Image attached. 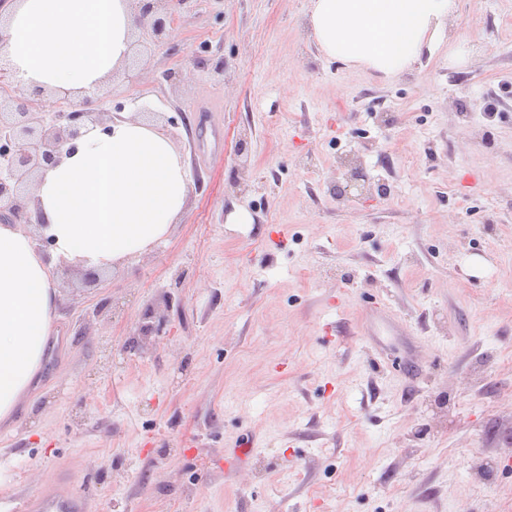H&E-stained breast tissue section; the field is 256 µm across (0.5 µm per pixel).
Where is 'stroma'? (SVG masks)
Returning a JSON list of instances; mask_svg holds the SVG:
<instances>
[{"label": "stroma", "instance_id": "obj_1", "mask_svg": "<svg viewBox=\"0 0 512 512\" xmlns=\"http://www.w3.org/2000/svg\"><path fill=\"white\" fill-rule=\"evenodd\" d=\"M310 6L188 0L105 83L191 192L150 251L58 274L0 504L64 471L89 512H512V0H457L389 78L327 59Z\"/></svg>", "mask_w": 512, "mask_h": 512}]
</instances>
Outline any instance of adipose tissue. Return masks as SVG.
I'll return each mask as SVG.
<instances>
[{
    "label": "adipose tissue",
    "instance_id": "ef3b65f1",
    "mask_svg": "<svg viewBox=\"0 0 512 512\" xmlns=\"http://www.w3.org/2000/svg\"><path fill=\"white\" fill-rule=\"evenodd\" d=\"M456 0H312L310 28L327 58L401 74L436 46ZM134 0H0V61L42 105L61 92L81 102L129 58ZM190 193L171 140L137 119L110 132L87 122L78 149L34 185L32 220L49 253L16 224H0V424L36 388L55 317L61 263L109 267L151 250Z\"/></svg>",
    "mask_w": 512,
    "mask_h": 512
}]
</instances>
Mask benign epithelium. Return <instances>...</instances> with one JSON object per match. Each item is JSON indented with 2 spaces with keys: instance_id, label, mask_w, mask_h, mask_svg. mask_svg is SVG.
<instances>
[{
  "instance_id": "7a95c632",
  "label": "benign epithelium",
  "mask_w": 512,
  "mask_h": 512,
  "mask_svg": "<svg viewBox=\"0 0 512 512\" xmlns=\"http://www.w3.org/2000/svg\"><path fill=\"white\" fill-rule=\"evenodd\" d=\"M138 31L142 38L161 43L174 24L175 9L187 0H138ZM0 66V221L26 227L32 224L29 190L35 178L56 166L62 154L77 148L81 129L92 111L59 98L58 111H43L36 96Z\"/></svg>"
}]
</instances>
